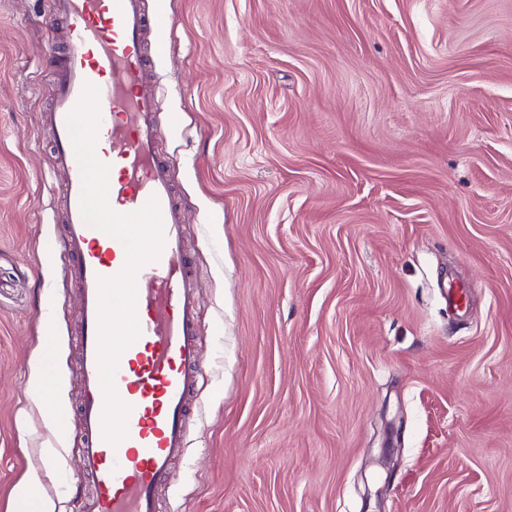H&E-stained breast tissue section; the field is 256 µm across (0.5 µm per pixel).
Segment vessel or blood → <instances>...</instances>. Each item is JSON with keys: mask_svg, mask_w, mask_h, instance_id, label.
Here are the masks:
<instances>
[{"mask_svg": "<svg viewBox=\"0 0 512 512\" xmlns=\"http://www.w3.org/2000/svg\"><path fill=\"white\" fill-rule=\"evenodd\" d=\"M62 33L55 95L44 119L52 132V166L64 177L61 201L65 273L80 286L79 346L82 474L90 481L92 512H160L158 492L187 445L192 392L200 373L196 326L198 282L185 248L183 209L170 167L158 152L162 130L148 62L168 34L146 0H49ZM99 90V154L110 165L108 204L118 213L157 199L164 245L136 278L139 335L121 354L114 387L128 406L127 434L107 440L100 384V282L119 275L126 251L115 238L87 226L80 212L82 181L67 116L85 85Z\"/></svg>", "mask_w": 512, "mask_h": 512, "instance_id": "1", "label": "vessel or blood"}]
</instances>
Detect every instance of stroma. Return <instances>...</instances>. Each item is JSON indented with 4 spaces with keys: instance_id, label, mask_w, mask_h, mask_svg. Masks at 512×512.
<instances>
[{
    "instance_id": "1",
    "label": "stroma",
    "mask_w": 512,
    "mask_h": 512,
    "mask_svg": "<svg viewBox=\"0 0 512 512\" xmlns=\"http://www.w3.org/2000/svg\"><path fill=\"white\" fill-rule=\"evenodd\" d=\"M149 3L202 333L163 512H512V0ZM52 28L0 0V512H87ZM37 477L32 481L20 484L14 492V508L16 512H48L47 502L36 496L34 485L37 483Z\"/></svg>"
}]
</instances>
